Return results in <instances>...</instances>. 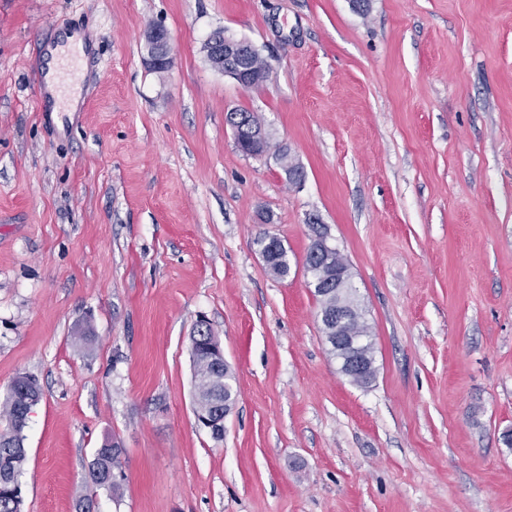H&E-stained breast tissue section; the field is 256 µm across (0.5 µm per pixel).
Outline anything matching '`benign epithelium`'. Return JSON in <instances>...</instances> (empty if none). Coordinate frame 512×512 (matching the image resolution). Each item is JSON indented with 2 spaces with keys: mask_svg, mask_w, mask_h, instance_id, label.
<instances>
[{
  "mask_svg": "<svg viewBox=\"0 0 512 512\" xmlns=\"http://www.w3.org/2000/svg\"><path fill=\"white\" fill-rule=\"evenodd\" d=\"M145 48L147 51L146 64L156 71L166 70L167 64L172 60L171 37L168 31L162 27H154L145 33ZM254 51V47L247 41L235 39L224 34L211 36L206 44V54L211 65L235 80L244 88H255L263 84L262 76L254 74L247 67L246 59ZM249 147L247 153L261 155L266 151L268 133L263 128H253L248 131ZM307 223L314 225L318 231L314 234L307 250L303 268L310 276V284L326 289H346V295H341L336 301V307L322 309L319 312L320 322L323 325L336 326V341L330 343V351L336 359L339 373L347 379H352L354 373L372 374L373 365L361 356L364 339L361 337H344L342 324L351 314L360 311L359 293L354 286L351 275L346 267H336L325 278H318L315 266L328 260L331 254L337 251L328 238V234L319 229L321 218L311 214ZM215 365L224 369V374L232 379L236 374L231 365L224 358V351L219 342L210 346ZM236 404V398L224 401V409L216 410L212 416L207 417L199 413L195 414V420L199 427L208 430L214 435L224 431V420Z\"/></svg>",
  "mask_w": 512,
  "mask_h": 512,
  "instance_id": "obj_1",
  "label": "benign epithelium"
}]
</instances>
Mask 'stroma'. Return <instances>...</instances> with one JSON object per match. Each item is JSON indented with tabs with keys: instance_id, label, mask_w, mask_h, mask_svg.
<instances>
[{
	"instance_id": "obj_1",
	"label": "stroma",
	"mask_w": 512,
	"mask_h": 512,
	"mask_svg": "<svg viewBox=\"0 0 512 512\" xmlns=\"http://www.w3.org/2000/svg\"><path fill=\"white\" fill-rule=\"evenodd\" d=\"M218 29L261 88L211 67ZM65 32L95 48L55 114L37 81ZM232 109L272 150H238ZM311 213L366 309L363 387L321 331ZM202 316L237 376L219 441L193 412ZM25 372V512H512V0H0V396ZM108 439L116 497L89 478ZM146 64L156 71L166 70L172 60L171 37L162 27H154L145 33Z\"/></svg>"
}]
</instances>
